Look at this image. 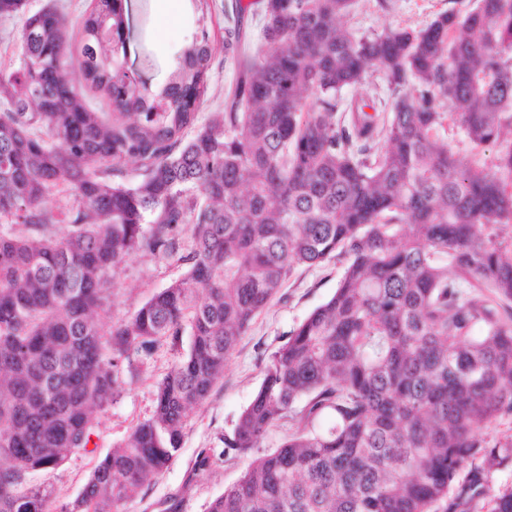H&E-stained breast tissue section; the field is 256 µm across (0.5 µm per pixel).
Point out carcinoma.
<instances>
[{
    "label": "carcinoma",
    "mask_w": 512,
    "mask_h": 512,
    "mask_svg": "<svg viewBox=\"0 0 512 512\" xmlns=\"http://www.w3.org/2000/svg\"><path fill=\"white\" fill-rule=\"evenodd\" d=\"M191 2L197 31L152 87L124 69L121 0H91L79 70L110 116L70 79L54 7L26 18L19 66L0 70V221L24 227L0 231V512H121L177 458L187 411L292 268L335 255L349 263L334 294L272 353L225 440L251 461L207 512H482L489 473L512 466V440L475 435L512 415V241L487 231L512 224V0L370 35L355 0H264L257 57L187 140L212 57L211 4ZM373 65L390 120L368 93L337 120V93ZM442 100L474 146H500L491 165L439 138ZM129 163L140 181L111 179ZM59 187L73 203L44 207ZM136 253L187 272L105 327ZM186 331L151 417L74 500L30 484L87 450L135 356Z\"/></svg>",
    "instance_id": "carcinoma-1"
}]
</instances>
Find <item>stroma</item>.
I'll return each mask as SVG.
<instances>
[{
    "label": "stroma",
    "instance_id": "stroma-1",
    "mask_svg": "<svg viewBox=\"0 0 512 512\" xmlns=\"http://www.w3.org/2000/svg\"><path fill=\"white\" fill-rule=\"evenodd\" d=\"M468 3L469 0H359L355 14L360 30L370 33L397 25L420 28L436 14L465 10ZM239 4L246 7L242 42L247 53H254L261 41L260 0H214L209 24L213 46L211 78L199 111L203 119L209 113L223 111L224 99L239 74L237 63L224 51L226 29ZM49 5L57 6L70 30L76 33L91 9V0H25L23 13L0 20V69L17 67L20 31L26 16ZM124 11L129 21L128 71L154 85L165 83L176 53L196 30L188 0H124ZM440 109L449 118L439 134L457 156L465 161L492 163L496 147H473L460 124L451 118V104L441 102ZM346 264V257L341 255L293 268L269 306L240 337L224 367L223 379L206 401L190 410L177 459L127 501L123 512H205L213 497L239 479L249 458L227 450L224 440L232 436L239 414L258 390L271 354L290 331L333 295ZM185 271V264L173 259L130 255L111 284L108 304L99 315L101 323L108 326L130 316L154 293L182 278ZM188 346L185 335L176 341L163 338L149 355L140 356L120 396L101 413L92 445L72 454L57 468L33 472L31 483L51 489L56 502L73 500L96 464L122 444L139 422L151 416L158 382ZM203 453L209 455L210 465L198 473L194 466Z\"/></svg>",
    "mask_w": 512,
    "mask_h": 512
}]
</instances>
